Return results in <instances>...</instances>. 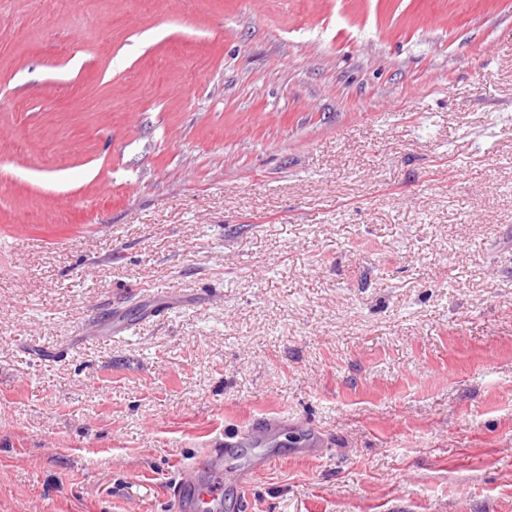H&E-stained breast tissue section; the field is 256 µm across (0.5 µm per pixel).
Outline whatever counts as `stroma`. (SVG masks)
<instances>
[{
    "instance_id": "35a3bbf8",
    "label": "stroma",
    "mask_w": 512,
    "mask_h": 512,
    "mask_svg": "<svg viewBox=\"0 0 512 512\" xmlns=\"http://www.w3.org/2000/svg\"><path fill=\"white\" fill-rule=\"evenodd\" d=\"M264 415L221 512H512V0H0V512Z\"/></svg>"
}]
</instances>
